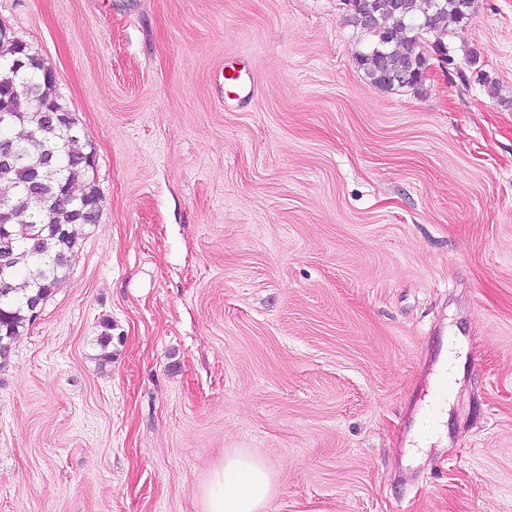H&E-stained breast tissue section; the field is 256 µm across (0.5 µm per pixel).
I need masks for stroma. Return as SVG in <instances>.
Masks as SVG:
<instances>
[{
	"label": "stroma",
	"mask_w": 512,
	"mask_h": 512,
	"mask_svg": "<svg viewBox=\"0 0 512 512\" xmlns=\"http://www.w3.org/2000/svg\"><path fill=\"white\" fill-rule=\"evenodd\" d=\"M0 27L104 198L0 369V512H201L237 450L267 512H512V0L417 90L369 82L342 0H0Z\"/></svg>",
	"instance_id": "stroma-1"
}]
</instances>
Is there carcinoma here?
Returning <instances> with one entry per match:
<instances>
[{"label": "carcinoma", "instance_id": "obj_1", "mask_svg": "<svg viewBox=\"0 0 512 512\" xmlns=\"http://www.w3.org/2000/svg\"><path fill=\"white\" fill-rule=\"evenodd\" d=\"M475 0H353L348 22L367 37L356 62L383 90L418 88L430 58L420 43L442 46L448 21L470 19ZM0 367L70 270L72 226L96 224L103 206L89 180L92 144L58 93L39 51L0 33Z\"/></svg>", "mask_w": 512, "mask_h": 512}]
</instances>
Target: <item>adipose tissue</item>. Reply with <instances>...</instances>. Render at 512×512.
Listing matches in <instances>:
<instances>
[{
  "label": "adipose tissue",
  "mask_w": 512,
  "mask_h": 512,
  "mask_svg": "<svg viewBox=\"0 0 512 512\" xmlns=\"http://www.w3.org/2000/svg\"><path fill=\"white\" fill-rule=\"evenodd\" d=\"M276 490V477L260 457L236 451L203 487L202 512H267Z\"/></svg>",
  "instance_id": "ef3b65f1"
}]
</instances>
